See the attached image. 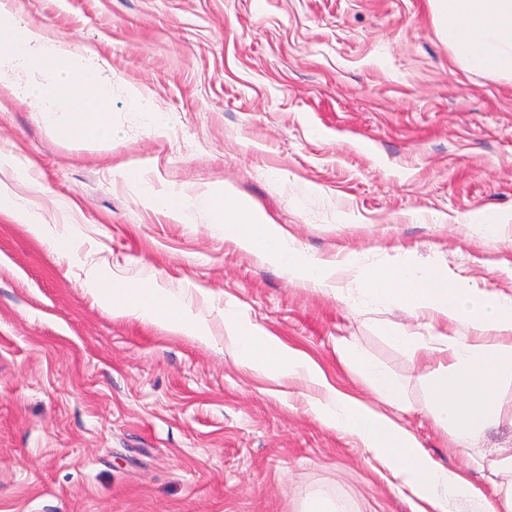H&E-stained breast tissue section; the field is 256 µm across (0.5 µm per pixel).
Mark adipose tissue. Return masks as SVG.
<instances>
[{
  "mask_svg": "<svg viewBox=\"0 0 512 512\" xmlns=\"http://www.w3.org/2000/svg\"><path fill=\"white\" fill-rule=\"evenodd\" d=\"M428 4L436 35L459 61L474 70L512 75V0H428ZM2 30L8 33L9 44L0 50V96L30 101L51 125L57 113H69L71 122L60 127L61 135L93 147L111 146L114 134L105 111L108 83L89 81L77 92L68 71L51 66L52 60L64 58L77 68L84 56L51 39L40 27L19 20L8 0H0ZM153 202L177 217L194 207L204 209L217 232L289 277L337 294L349 278L371 301L402 305L411 315L440 324V332L427 339L394 325L386 327L385 334L415 358L438 355L437 366L421 377L428 412L459 445L469 447L495 424L494 387L499 381H512L511 294L473 287L447 268L424 267L409 259L395 266H370L353 251L333 261L308 258L261 206L228 189L194 197L173 191L154 197ZM93 292L114 316L135 315L199 341L207 339L183 302L153 282L119 288L109 273L101 271L94 278ZM462 322L470 327V338L452 335V327ZM225 327L241 366L279 377H302L316 387L318 394L310 400L313 413L325 425L358 437L418 500L415 512H451L461 498L470 512H512V482L500 485L495 499H488L456 470L435 462L394 416L336 389L312 360L279 337L241 315ZM336 351L375 397L400 406L402 388L390 372L348 342H340Z\"/></svg>",
  "mask_w": 512,
  "mask_h": 512,
  "instance_id": "adipose-tissue-1",
  "label": "adipose tissue"
}]
</instances>
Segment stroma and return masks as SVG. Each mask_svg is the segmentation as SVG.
Instances as JSON below:
<instances>
[{"label": "stroma", "instance_id": "1", "mask_svg": "<svg viewBox=\"0 0 512 512\" xmlns=\"http://www.w3.org/2000/svg\"><path fill=\"white\" fill-rule=\"evenodd\" d=\"M16 15L112 69L111 148L52 133L28 103L0 107V182L71 227L74 253L0 213V512H412L361 442L312 413L299 378L242 368L225 339L240 314L308 355L377 410L338 359L347 340L401 382V423L438 463L492 495L512 454V383L469 451L427 413L424 365L380 333L429 336L401 306L288 279L149 191L230 188L305 255L411 258L512 294V76L469 69L435 34L428 0H13ZM141 89L145 110L127 89ZM138 168L143 183L126 180ZM66 199L69 207L58 210ZM495 216V238L479 225ZM154 280L211 340L90 291Z\"/></svg>", "mask_w": 512, "mask_h": 512}]
</instances>
